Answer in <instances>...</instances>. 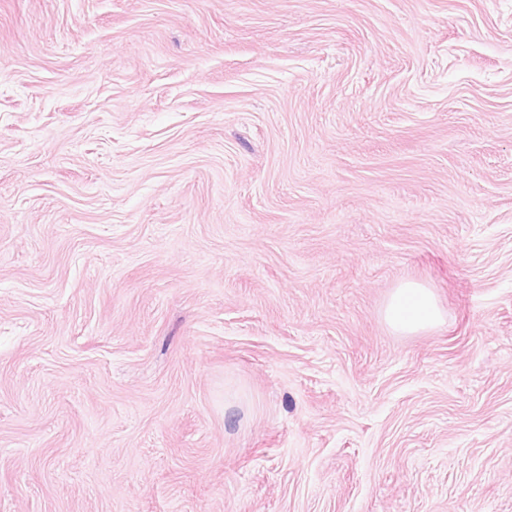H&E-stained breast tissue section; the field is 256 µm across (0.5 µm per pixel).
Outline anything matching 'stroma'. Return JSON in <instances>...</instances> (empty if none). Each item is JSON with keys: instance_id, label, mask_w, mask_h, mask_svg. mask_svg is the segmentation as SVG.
Here are the masks:
<instances>
[{"instance_id": "stroma-1", "label": "stroma", "mask_w": 512, "mask_h": 512, "mask_svg": "<svg viewBox=\"0 0 512 512\" xmlns=\"http://www.w3.org/2000/svg\"><path fill=\"white\" fill-rule=\"evenodd\" d=\"M0 512H512V0H0ZM382 318L394 332L413 334L430 330L444 321L431 288L416 281H405L394 289Z\"/></svg>"}]
</instances>
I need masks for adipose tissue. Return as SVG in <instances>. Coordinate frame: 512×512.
<instances>
[{"label": "adipose tissue", "mask_w": 512, "mask_h": 512, "mask_svg": "<svg viewBox=\"0 0 512 512\" xmlns=\"http://www.w3.org/2000/svg\"><path fill=\"white\" fill-rule=\"evenodd\" d=\"M382 318L394 332L413 334L430 330L444 320L431 288L416 281H405L394 289Z\"/></svg>", "instance_id": "1"}]
</instances>
